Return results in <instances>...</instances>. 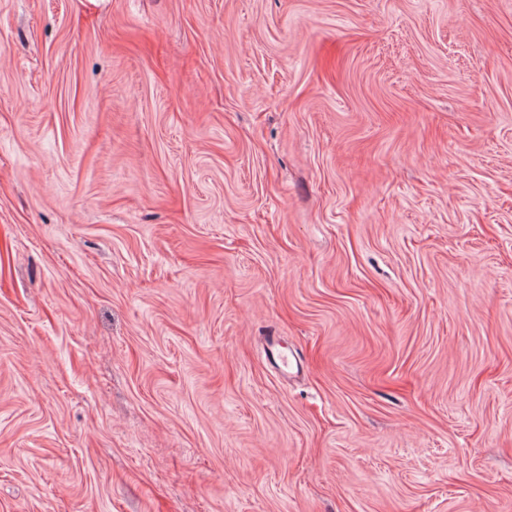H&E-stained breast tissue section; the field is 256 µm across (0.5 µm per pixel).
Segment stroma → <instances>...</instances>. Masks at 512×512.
I'll list each match as a JSON object with an SVG mask.
<instances>
[{
    "label": "stroma",
    "mask_w": 512,
    "mask_h": 512,
    "mask_svg": "<svg viewBox=\"0 0 512 512\" xmlns=\"http://www.w3.org/2000/svg\"><path fill=\"white\" fill-rule=\"evenodd\" d=\"M0 512H512V0H0Z\"/></svg>",
    "instance_id": "1"
}]
</instances>
